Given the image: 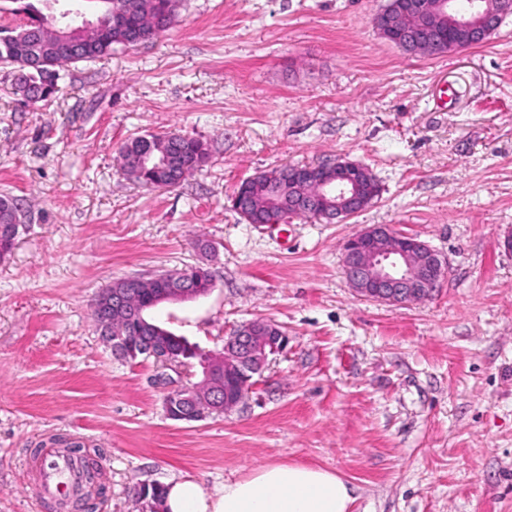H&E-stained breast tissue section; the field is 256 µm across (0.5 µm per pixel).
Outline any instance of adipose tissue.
I'll return each mask as SVG.
<instances>
[{"mask_svg": "<svg viewBox=\"0 0 512 512\" xmlns=\"http://www.w3.org/2000/svg\"><path fill=\"white\" fill-rule=\"evenodd\" d=\"M354 487L331 471L272 463L210 489L193 479L167 483L164 512H349Z\"/></svg>", "mask_w": 512, "mask_h": 512, "instance_id": "obj_1", "label": "adipose tissue"}]
</instances>
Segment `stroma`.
Listing matches in <instances>:
<instances>
[{"label": "stroma", "instance_id": "1", "mask_svg": "<svg viewBox=\"0 0 512 512\" xmlns=\"http://www.w3.org/2000/svg\"><path fill=\"white\" fill-rule=\"evenodd\" d=\"M388 0H184L161 37L69 67L49 102L0 66V195L26 214L0 262V512L40 500L29 449L97 451L96 512H143L144 484L206 486L275 462L355 488L351 512H512V16L485 43L409 54L382 38ZM211 145L173 190L119 171L128 138ZM339 159L382 191L343 224H250L230 210L259 172ZM372 224L448 263L434 295L360 297L342 247ZM202 264L207 295L150 316L206 354L241 325L288 336L232 411L178 422L150 359H118L99 290Z\"/></svg>", "mask_w": 512, "mask_h": 512}]
</instances>
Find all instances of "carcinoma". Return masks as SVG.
Wrapping results in <instances>:
<instances>
[{
	"label": "carcinoma",
	"mask_w": 512,
	"mask_h": 512,
	"mask_svg": "<svg viewBox=\"0 0 512 512\" xmlns=\"http://www.w3.org/2000/svg\"><path fill=\"white\" fill-rule=\"evenodd\" d=\"M21 6L13 14L24 15V23L15 29H0V65L14 70L15 94L23 99L39 95V100L51 99L58 90L61 70L80 62H91L112 54L116 48L135 47L160 37L175 22L181 0H112V7L123 9L129 15L127 24L106 27L98 33H84L79 47L66 54L59 50L52 28L56 15L34 3L14 0ZM152 151L164 153L175 161L174 166L159 167L154 160L142 157L145 143ZM210 157L209 144L199 137L180 132H164L136 136L119 149L121 169L127 179L149 189H173L180 186L194 172L202 169ZM288 168L272 170L276 177L260 172L242 182L235 198L245 209L251 223L265 224L288 216L306 215L321 218L319 211L302 213L293 208V190L284 173ZM23 208L18 199L0 196V261L7 259L15 246ZM126 289V283L116 280L102 288L94 300L93 316L101 335L139 337L141 350L131 358L146 355L152 337L138 331L142 321L149 320L148 312L162 303L160 288L147 285L125 295L119 307L112 305V292ZM165 487L161 484L142 485L136 490L138 499L162 502Z\"/></svg>",
	"instance_id": "1"
}]
</instances>
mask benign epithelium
<instances>
[{"label": "benign epithelium", "mask_w": 512, "mask_h": 512, "mask_svg": "<svg viewBox=\"0 0 512 512\" xmlns=\"http://www.w3.org/2000/svg\"><path fill=\"white\" fill-rule=\"evenodd\" d=\"M450 0H396L399 12L386 7L376 14L374 25L400 48H436L438 18L448 15V23L464 33L470 45L484 43L512 15V0H495L486 5L477 0L475 18L461 19L451 14ZM123 12L107 10L105 21L83 19L81 29L90 32L107 24L122 22ZM288 180L303 185L318 184V194L301 193L295 207H328L327 218L344 222L365 208L371 192L367 168L354 162L338 160L323 165L288 168ZM344 274L361 296L376 302L406 304L424 300L438 291L447 270V262L418 237L397 232L388 224H372L349 238L342 249ZM187 273L165 275L166 297L173 301L199 297L201 293L187 287ZM169 337L156 336L148 355L162 366L178 369L187 366L172 361ZM288 337L269 321L255 320L238 328L224 343L219 355L200 362L202 377L185 390L168 393L166 414L175 421L194 420L193 410L204 407H236L246 396L254 376L261 374L269 356L283 351ZM224 380L237 381L238 389L220 388L219 372Z\"/></svg>", "instance_id": "7a95c632"}]
</instances>
